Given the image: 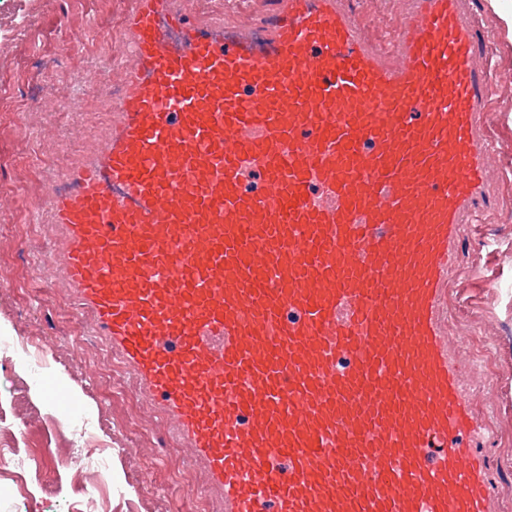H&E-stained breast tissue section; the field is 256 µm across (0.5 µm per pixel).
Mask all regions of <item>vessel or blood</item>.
I'll list each match as a JSON object with an SVG mask.
<instances>
[{"label": "vessel or blood", "instance_id": "b4317fda", "mask_svg": "<svg viewBox=\"0 0 512 512\" xmlns=\"http://www.w3.org/2000/svg\"><path fill=\"white\" fill-rule=\"evenodd\" d=\"M402 2L383 48L349 0L247 30L132 0L104 139L35 215L223 512H498V389L477 414L448 329L498 207L491 36L470 0Z\"/></svg>", "mask_w": 512, "mask_h": 512}]
</instances>
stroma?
Segmentation results:
<instances>
[{"instance_id":"35a3bbf8","label":"stroma","mask_w":512,"mask_h":512,"mask_svg":"<svg viewBox=\"0 0 512 512\" xmlns=\"http://www.w3.org/2000/svg\"><path fill=\"white\" fill-rule=\"evenodd\" d=\"M130 0H0V325L30 340L29 351L0 345V432L23 430L16 451L0 462V512H215L206 477L187 463L188 451L130 387L107 348L87 335L46 257L54 239L32 221L52 185L79 163L106 132L111 96L104 88ZM271 0H183L192 17L226 15L249 27ZM365 36L376 43L400 26L398 0H350ZM499 41L487 49L496 92L491 137L500 175L495 223L464 240L469 266L496 240L485 270L487 296L460 301L470 279L448 285V327L481 374L504 382L497 431L502 494L512 512V61ZM495 331H485V323ZM77 402L86 417L72 433L65 414L41 396L23 370L25 356ZM105 465L110 479L91 484L77 461Z\"/></svg>"}]
</instances>
